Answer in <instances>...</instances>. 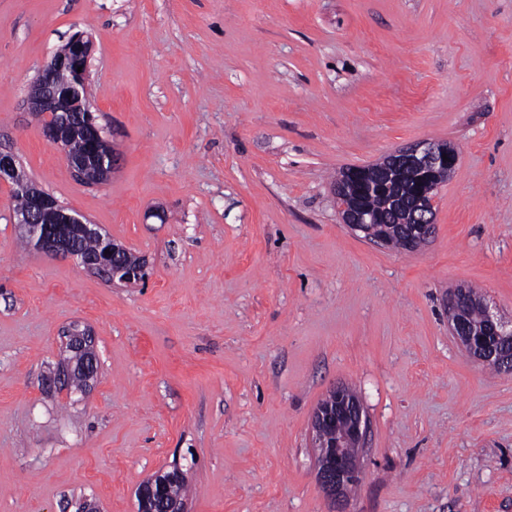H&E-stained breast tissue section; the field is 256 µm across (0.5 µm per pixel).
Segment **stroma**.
<instances>
[{"label": "stroma", "mask_w": 512, "mask_h": 512, "mask_svg": "<svg viewBox=\"0 0 512 512\" xmlns=\"http://www.w3.org/2000/svg\"><path fill=\"white\" fill-rule=\"evenodd\" d=\"M121 152L71 173L26 99L75 32ZM454 145L421 250L341 224L343 169ZM0 150L148 262L106 285L21 247L0 185V512H137L180 464L187 512H330L311 416L369 420L347 512H512V372L468 356L448 291L512 318V0H0ZM89 328L87 397L48 390ZM63 352L67 356L60 363L57 370L46 379V386L49 389L58 388L59 390H71V377L74 363L86 347L94 350V337L87 328L79 330L71 328L63 333Z\"/></svg>", "instance_id": "stroma-1"}]
</instances>
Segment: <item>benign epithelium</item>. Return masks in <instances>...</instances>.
Wrapping results in <instances>:
<instances>
[{"mask_svg":"<svg viewBox=\"0 0 512 512\" xmlns=\"http://www.w3.org/2000/svg\"><path fill=\"white\" fill-rule=\"evenodd\" d=\"M93 42L84 33L73 34L62 50L54 54L38 72L30 85L28 104L31 112L46 118L56 117L53 123L41 125L44 137L65 154L68 166L77 179L83 178L88 162L95 163L100 172L99 183H105L117 169L118 153L102 135V128L94 120L84 117L91 111L88 98L89 64ZM68 73L70 82L56 85V75ZM87 141V152L75 156L69 144L76 133ZM459 154L451 145L423 140L402 147L389 155L383 171L392 176L407 171L416 182L417 196L408 205L399 197L387 198L388 210L395 223L404 230L405 249L416 251L434 234L435 191L443 176L456 169ZM0 184L21 187L27 198L25 209L18 215L20 234L29 238L42 254L79 262L87 271L114 285L139 282L146 277V260L129 266L118 260L112 246L109 253L91 257L80 256L68 235L71 224L81 225L87 235L101 236L98 225L86 224L78 215L61 208L57 199L23 179L17 157L0 152ZM348 175L341 174L333 184V195L341 223L355 232L373 236V219L367 211L349 203ZM54 214L57 224L51 226L43 219ZM465 288H456L448 294V323L455 336L466 343L474 360L482 365H493L500 370L512 369V348L500 341L512 335V322L506 321L485 308V323L480 331L471 329L461 314L460 304L468 298ZM63 352L66 357L57 370L46 379L49 389H71L74 363L85 348H94V337L87 328H71L63 333ZM332 403L319 405L312 417L314 448L317 451V481L336 512L346 499L347 490L362 479L360 453L368 431V421L361 401L343 385L334 387ZM185 473L178 466L160 471L149 478L140 492L143 512H186L181 501L166 497L168 483L180 480Z\"/></svg>","mask_w":512,"mask_h":512,"instance_id":"benign-epithelium-1","label":"benign epithelium"}]
</instances>
